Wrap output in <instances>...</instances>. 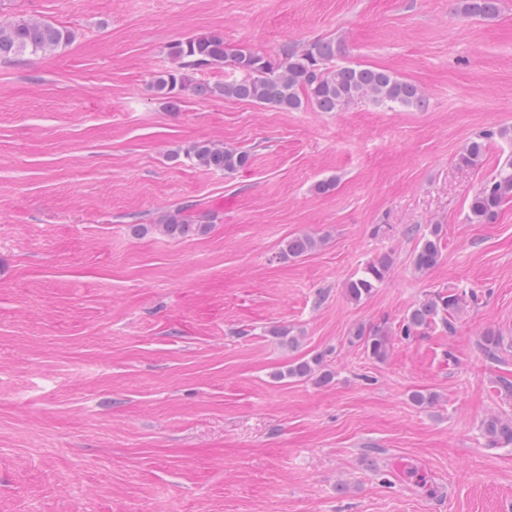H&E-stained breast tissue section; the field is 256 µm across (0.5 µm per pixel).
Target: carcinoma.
I'll return each instance as SVG.
<instances>
[{"instance_id":"carcinoma-1","label":"carcinoma","mask_w":512,"mask_h":512,"mask_svg":"<svg viewBox=\"0 0 512 512\" xmlns=\"http://www.w3.org/2000/svg\"><path fill=\"white\" fill-rule=\"evenodd\" d=\"M462 13L475 17H488L495 13L497 0H459ZM73 32L63 26L31 18L0 19V60L11 61L36 58L47 52L67 46ZM341 54V47L331 41L317 39L302 46L287 45L276 56L255 52L247 47L230 49L219 32L193 35L171 42L166 55L171 64L154 81L157 93L176 102L171 95L176 90L189 89L200 97L224 96L228 99L249 101L285 110H300L311 106L321 112H339L351 100L367 96L387 108L399 106L423 107L426 97L415 84L404 81L394 73L360 64L335 65L333 60ZM229 67L241 77L210 86L193 83L197 71ZM507 138L512 131H484L472 138L458 156L463 167L481 166L487 143L494 136ZM184 158L193 166L233 174L249 162L246 151L218 146L201 141L183 149ZM512 199V155L489 176L470 203V222L485 224L494 219L503 203ZM208 225L199 224L178 208L166 216L160 231L171 238L203 235ZM441 228L434 226L423 237L414 255V267L426 272L441 260ZM319 240L310 236H296L288 240L282 251L285 259L302 257L318 246ZM389 263L381 258L366 264L363 270L346 283L348 297L356 302L368 298L385 279ZM477 295L457 291L437 292L415 305L406 315L400 328L408 338L439 321L455 331L454 320L458 311ZM349 343L358 345L374 359L382 360L389 349V330L380 324L360 326L350 336ZM481 346L487 356L495 358L503 350V335L488 330L482 336ZM319 374L326 382L331 373L323 368V356H314L288 366L290 378L306 379ZM481 429L494 447L512 445V418L498 415L486 417Z\"/></svg>"}]
</instances>
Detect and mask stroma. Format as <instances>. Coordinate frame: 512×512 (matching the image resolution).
Segmentation results:
<instances>
[{
    "mask_svg": "<svg viewBox=\"0 0 512 512\" xmlns=\"http://www.w3.org/2000/svg\"><path fill=\"white\" fill-rule=\"evenodd\" d=\"M499 2L483 18L458 0H0V18L74 33L0 62V512H512V447L480 429L512 417L496 388L512 379V201L469 220L512 140L480 168L457 161L475 133L512 128ZM213 31L265 54L342 42V61L414 82L426 105L285 111L184 90L169 107L153 88L167 45ZM199 140L250 163L193 166L180 153ZM179 207L208 233L156 231ZM435 226L442 259L421 273ZM303 234L320 246L283 258ZM383 256L382 284L350 300ZM446 290L479 303L454 331L399 335ZM380 322L377 361L348 337ZM489 329L508 346L496 361ZM318 354L329 381L285 377ZM440 227L435 226L430 234L424 236L414 255V267L418 272H426L441 260ZM389 263L385 258L373 260L346 283L348 297L356 302L368 298L384 281Z\"/></svg>",
    "mask_w": 512,
    "mask_h": 512,
    "instance_id": "35a3bbf8",
    "label": "stroma"
}]
</instances>
